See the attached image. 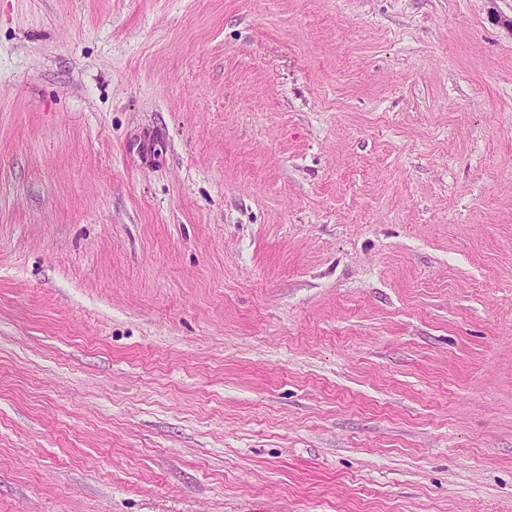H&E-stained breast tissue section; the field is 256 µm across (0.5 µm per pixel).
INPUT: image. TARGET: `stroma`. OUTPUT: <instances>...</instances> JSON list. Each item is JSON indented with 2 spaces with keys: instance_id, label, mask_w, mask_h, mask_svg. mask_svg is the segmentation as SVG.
I'll return each mask as SVG.
<instances>
[{
  "instance_id": "35a3bbf8",
  "label": "stroma",
  "mask_w": 512,
  "mask_h": 512,
  "mask_svg": "<svg viewBox=\"0 0 512 512\" xmlns=\"http://www.w3.org/2000/svg\"><path fill=\"white\" fill-rule=\"evenodd\" d=\"M0 512H512V0H0Z\"/></svg>"
}]
</instances>
